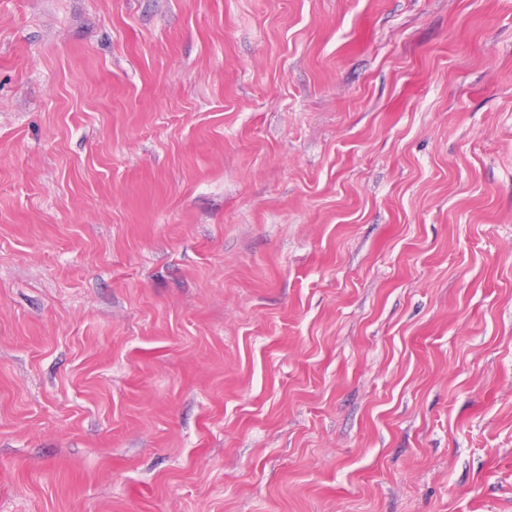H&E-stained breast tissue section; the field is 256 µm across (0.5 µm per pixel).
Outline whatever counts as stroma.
<instances>
[{
	"mask_svg": "<svg viewBox=\"0 0 512 512\" xmlns=\"http://www.w3.org/2000/svg\"><path fill=\"white\" fill-rule=\"evenodd\" d=\"M0 512H512V0H0Z\"/></svg>",
	"mask_w": 512,
	"mask_h": 512,
	"instance_id": "35a3bbf8",
	"label": "stroma"
}]
</instances>
